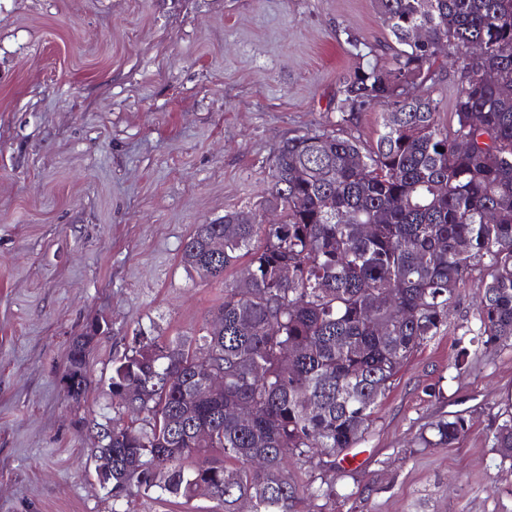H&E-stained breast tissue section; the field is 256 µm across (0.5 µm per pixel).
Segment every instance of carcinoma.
<instances>
[{"mask_svg": "<svg viewBox=\"0 0 512 512\" xmlns=\"http://www.w3.org/2000/svg\"><path fill=\"white\" fill-rule=\"evenodd\" d=\"M377 7L399 48L388 66L344 74L336 103L340 128L385 108L375 142L337 132L282 141L257 207L199 224L184 243L187 270L224 280L212 319L179 340L140 329L112 360L120 417L102 425L112 442L97 452L112 451L113 497L134 483L208 498L215 512H239L243 501L252 512H297L336 496V476L300 487L288 464L312 466L364 438L378 402L447 327L468 281L479 282L469 343H512V0ZM416 27L427 42L411 41ZM441 46L460 84L446 127L440 101L411 94L431 78ZM269 211L278 223H264ZM230 269L239 274L227 281ZM89 352L84 334L69 347L74 401L87 388ZM204 352L224 371V390L200 398L195 361ZM242 403L253 419L234 413ZM201 426L210 432L203 443ZM467 430L462 415L439 419L419 445L447 448ZM493 440L512 460V413Z\"/></svg>", "mask_w": 512, "mask_h": 512, "instance_id": "obj_1", "label": "carcinoma"}]
</instances>
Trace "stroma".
<instances>
[{
    "label": "stroma",
    "instance_id": "stroma-1",
    "mask_svg": "<svg viewBox=\"0 0 512 512\" xmlns=\"http://www.w3.org/2000/svg\"><path fill=\"white\" fill-rule=\"evenodd\" d=\"M393 54L376 0H0V512H212L100 483L89 428L112 413V360L140 328L198 333L224 282L183 266L195 226L257 205L278 144L335 131L341 77ZM458 83L441 55L416 92L445 115ZM477 293L399 371L322 512H512L493 446L512 346L455 367ZM94 324L76 402L67 350ZM457 414L454 446L417 447Z\"/></svg>",
    "mask_w": 512,
    "mask_h": 512
}]
</instances>
